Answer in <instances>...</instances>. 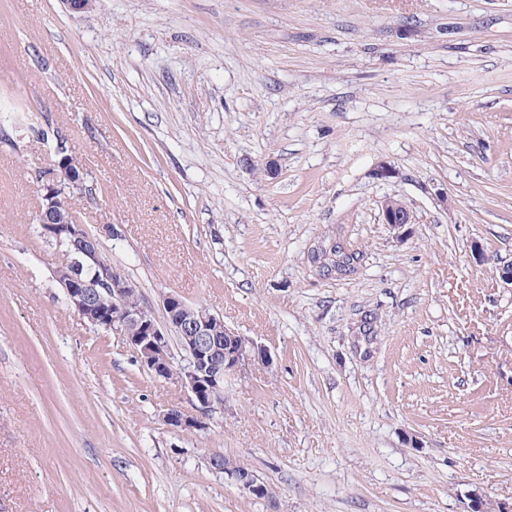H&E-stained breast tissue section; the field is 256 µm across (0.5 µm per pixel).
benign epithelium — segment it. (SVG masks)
I'll list each match as a JSON object with an SVG mask.
<instances>
[{
  "label": "benign epithelium",
  "instance_id": "7a95c632",
  "mask_svg": "<svg viewBox=\"0 0 512 512\" xmlns=\"http://www.w3.org/2000/svg\"><path fill=\"white\" fill-rule=\"evenodd\" d=\"M56 153L60 155L57 170L41 184L43 203L38 210V224L47 239L65 234L73 240L77 257L57 268L67 306L90 325L124 337L141 365L154 377L187 389L195 413L169 408L162 415L167 426L187 433L210 429L214 414L224 410V381L244 374L255 363L270 364L268 351L227 328L219 316L207 310L195 312L175 295L163 299L165 324L160 325L155 318L144 316L139 308L127 303L136 285L123 273L114 269L101 277L86 275L87 262L100 264V241L89 236L84 225L74 222L71 211L60 205L57 194L63 182L83 188L87 172L67 152L64 143L57 144ZM382 214L383 223L400 235L406 225L413 223L406 204L393 197L384 200ZM104 293L112 298V306L100 301ZM172 334L179 350L185 353L186 363L179 366L174 364ZM210 465L227 474L250 496L261 497L266 491V482L245 466H225L218 456L210 458ZM489 508L512 512V504H490L477 494L471 497V512H487Z\"/></svg>",
  "mask_w": 512,
  "mask_h": 512
}]
</instances>
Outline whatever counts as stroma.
<instances>
[{"label":"stroma","mask_w":512,"mask_h":512,"mask_svg":"<svg viewBox=\"0 0 512 512\" xmlns=\"http://www.w3.org/2000/svg\"><path fill=\"white\" fill-rule=\"evenodd\" d=\"M0 110V512L512 502V0H0ZM48 127L155 319L173 294L269 350L210 430L170 429L187 391L65 304ZM383 222L390 226L394 231H397L399 235H402L403 228L412 224L413 216L406 206V204L400 199L393 197L386 198L382 205ZM210 465L215 471H223L246 494L261 497L266 491V482L253 470L242 465H227L223 467L220 457L210 458Z\"/></svg>","instance_id":"35a3bbf8"}]
</instances>
